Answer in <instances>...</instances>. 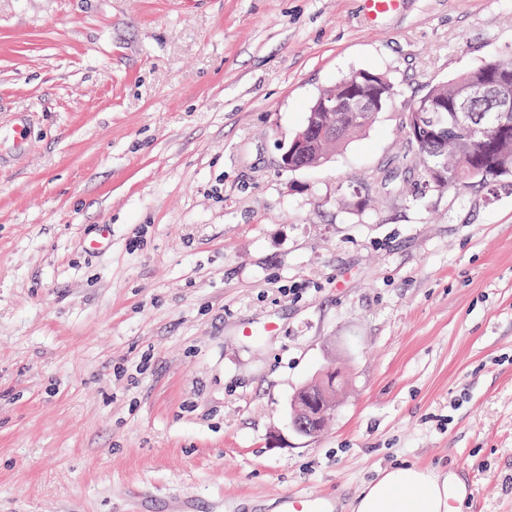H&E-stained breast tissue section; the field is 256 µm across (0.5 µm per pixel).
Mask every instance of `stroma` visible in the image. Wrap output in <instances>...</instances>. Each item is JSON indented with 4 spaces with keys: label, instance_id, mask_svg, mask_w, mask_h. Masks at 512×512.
I'll return each instance as SVG.
<instances>
[{
    "label": "stroma",
    "instance_id": "1",
    "mask_svg": "<svg viewBox=\"0 0 512 512\" xmlns=\"http://www.w3.org/2000/svg\"><path fill=\"white\" fill-rule=\"evenodd\" d=\"M504 59L512 0H0V512H352L404 463L512 512V179L366 201L407 103ZM363 69L391 105L282 168ZM357 73L364 74H362L359 77V79L352 78L353 74ZM347 80H349L347 89L348 94L344 99H342L339 102L338 107L340 109H350L352 108L353 105H356L359 101V98L362 96V90L367 86L375 85L374 81L376 80L378 81L376 85L381 90V93L377 97L369 94L365 95L363 97V103L366 106L376 108L378 105H380L381 111L385 110L387 108L388 103L390 102L389 96L393 97L394 95L395 88L392 81L386 75L370 70L356 71L349 75L343 81L336 84V86L321 91L319 95L313 100L308 109V112L306 113L305 122L303 124L304 126L302 127L304 129L299 130L294 135V137L290 141V144H283L280 156V164L282 167L287 168L288 171H297L301 169L318 167L327 162L335 151L339 150L342 146H344L345 143L353 134L362 132L372 124L375 118V114H377L379 110L364 108L360 112H343L337 109L334 111L331 110L323 111L322 113L319 112L320 97L322 95H327L330 92H333L336 93L337 100L344 94L345 83L347 82ZM311 121H314L316 123L320 121L336 123V142L330 144L320 154V156L316 160L317 165L310 167H302L297 170L289 169L288 164L294 154H312L315 151V142L313 135L315 128L310 123ZM322 378L313 389L307 391L300 407L293 406L291 425L300 435L315 436L320 432L323 419L332 413L335 407L334 397L329 391L336 381V371L328 368ZM326 381L327 384L320 382ZM281 512H324L318 498L309 493H287L281 498Z\"/></svg>",
    "mask_w": 512,
    "mask_h": 512
}]
</instances>
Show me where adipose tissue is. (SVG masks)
Listing matches in <instances>:
<instances>
[{
    "mask_svg": "<svg viewBox=\"0 0 512 512\" xmlns=\"http://www.w3.org/2000/svg\"><path fill=\"white\" fill-rule=\"evenodd\" d=\"M467 487L455 472L413 464L385 469L354 504V512H459Z\"/></svg>",
    "mask_w": 512,
    "mask_h": 512,
    "instance_id": "adipose-tissue-1",
    "label": "adipose tissue"
}]
</instances>
